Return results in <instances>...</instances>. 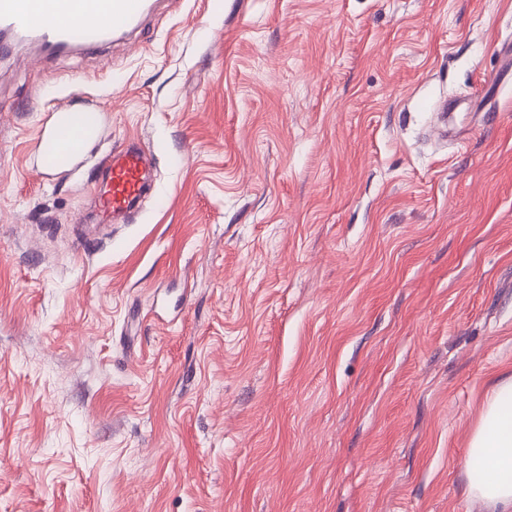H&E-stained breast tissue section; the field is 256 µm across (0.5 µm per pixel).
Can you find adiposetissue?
Segmentation results:
<instances>
[{
  "label": "adipose tissue",
  "instance_id": "ef3b65f1",
  "mask_svg": "<svg viewBox=\"0 0 512 512\" xmlns=\"http://www.w3.org/2000/svg\"><path fill=\"white\" fill-rule=\"evenodd\" d=\"M483 465L467 471L468 494L490 512H512V374L498 377L482 407L470 442Z\"/></svg>",
  "mask_w": 512,
  "mask_h": 512
}]
</instances>
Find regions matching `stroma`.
Returning a JSON list of instances; mask_svg holds the SVG:
<instances>
[{
    "mask_svg": "<svg viewBox=\"0 0 512 512\" xmlns=\"http://www.w3.org/2000/svg\"><path fill=\"white\" fill-rule=\"evenodd\" d=\"M511 44L512 0H163L0 59V512H487ZM63 98L106 132L44 176ZM131 141L154 188L106 223Z\"/></svg>",
    "mask_w": 512,
    "mask_h": 512,
    "instance_id": "35a3bbf8",
    "label": "stroma"
}]
</instances>
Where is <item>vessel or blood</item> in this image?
Segmentation results:
<instances>
[{
    "mask_svg": "<svg viewBox=\"0 0 512 512\" xmlns=\"http://www.w3.org/2000/svg\"><path fill=\"white\" fill-rule=\"evenodd\" d=\"M152 8L151 0H0V42L32 43L46 58L72 50L92 52L138 30ZM103 107L75 110L58 104L49 112L59 143L38 136L34 148L39 167L62 169L64 158L77 156L78 141L101 136ZM148 160L137 142H129L105 163L104 191L98 208L113 221L131 216L147 187Z\"/></svg>",
    "mask_w": 512,
    "mask_h": 512,
    "instance_id": "vessel-or-blood-1",
    "label": "vessel or blood"
}]
</instances>
